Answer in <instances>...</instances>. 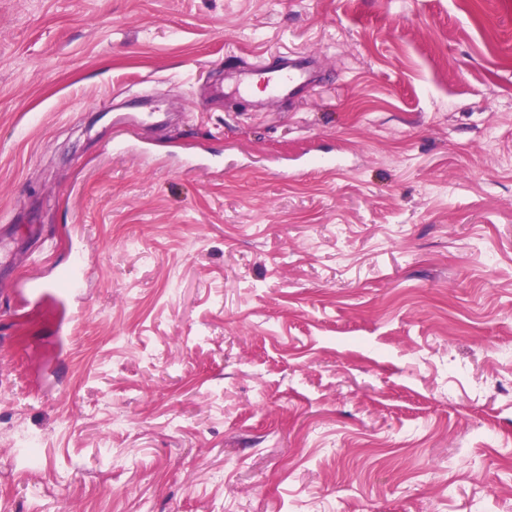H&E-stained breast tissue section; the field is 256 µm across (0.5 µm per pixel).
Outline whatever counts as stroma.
Here are the masks:
<instances>
[{"label": "stroma", "instance_id": "stroma-1", "mask_svg": "<svg viewBox=\"0 0 512 512\" xmlns=\"http://www.w3.org/2000/svg\"><path fill=\"white\" fill-rule=\"evenodd\" d=\"M0 512H512V0H0ZM319 80L317 59L313 56H283L273 68L255 67L243 78L227 82L221 93L232 96L252 94L255 82L263 85L267 99L261 101L265 106L274 102H293L304 95L308 87Z\"/></svg>", "mask_w": 512, "mask_h": 512}]
</instances>
